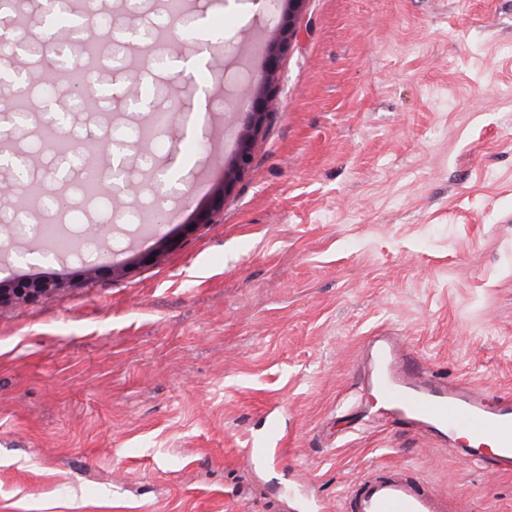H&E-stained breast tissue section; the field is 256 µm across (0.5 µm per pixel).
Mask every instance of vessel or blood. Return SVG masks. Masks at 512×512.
<instances>
[{
	"label": "vessel or blood",
	"mask_w": 512,
	"mask_h": 512,
	"mask_svg": "<svg viewBox=\"0 0 512 512\" xmlns=\"http://www.w3.org/2000/svg\"><path fill=\"white\" fill-rule=\"evenodd\" d=\"M396 351L387 343L368 350L366 360L378 367L379 397L405 420L453 436L467 435L470 449L486 443L497 449L498 466L512 468V399L496 403L463 385L421 384L413 372L394 368ZM347 512H447L441 495L401 476L395 467L376 469L356 483L346 496Z\"/></svg>",
	"instance_id": "vessel-or-blood-1"
}]
</instances>
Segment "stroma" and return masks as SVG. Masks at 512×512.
<instances>
[{
	"mask_svg": "<svg viewBox=\"0 0 512 512\" xmlns=\"http://www.w3.org/2000/svg\"><path fill=\"white\" fill-rule=\"evenodd\" d=\"M109 29L164 26L145 57L105 58L111 106L67 116L124 158L108 193L145 202V168L174 170L161 220L75 193L85 170L13 135L67 212L34 224L95 235L100 272L42 259L14 235L0 282L55 275L59 292L0 306V512H344L352 485L398 465L462 512H512V473L463 439L396 420L369 397L375 341L399 365L512 397V0H305L278 69L280 108L211 223H197L233 162L236 133L283 16L270 0H105ZM21 42L59 40L42 0H17ZM222 30L205 39L203 23ZM171 109L153 141L116 137ZM169 233L181 243L140 263ZM120 266L112 274L111 266ZM265 454L247 459L246 449Z\"/></svg>",
	"mask_w": 512,
	"mask_h": 512,
	"instance_id": "35a3bbf8",
	"label": "stroma"
}]
</instances>
